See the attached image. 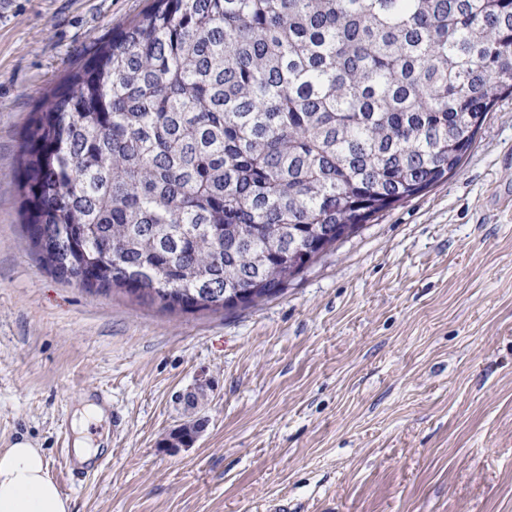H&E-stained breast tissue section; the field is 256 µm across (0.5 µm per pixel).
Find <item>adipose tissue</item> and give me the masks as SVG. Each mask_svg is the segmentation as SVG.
<instances>
[{
    "label": "adipose tissue",
    "mask_w": 512,
    "mask_h": 512,
    "mask_svg": "<svg viewBox=\"0 0 512 512\" xmlns=\"http://www.w3.org/2000/svg\"><path fill=\"white\" fill-rule=\"evenodd\" d=\"M40 449L15 442L0 451V512H68Z\"/></svg>",
    "instance_id": "obj_1"
}]
</instances>
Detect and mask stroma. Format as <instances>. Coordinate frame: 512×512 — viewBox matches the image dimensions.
Segmentation results:
<instances>
[{
  "instance_id": "35a3bbf8",
  "label": "stroma",
  "mask_w": 512,
  "mask_h": 512,
  "mask_svg": "<svg viewBox=\"0 0 512 512\" xmlns=\"http://www.w3.org/2000/svg\"><path fill=\"white\" fill-rule=\"evenodd\" d=\"M144 5L0 0V449H41L70 512H512V95L456 174L282 294L170 315L41 269L13 177L32 112ZM89 389L120 429L78 426ZM79 432L112 456L78 481ZM203 422L199 420L190 421L181 425L178 429L169 433L168 436L159 442L164 448H179L190 446L201 432Z\"/></svg>"
}]
</instances>
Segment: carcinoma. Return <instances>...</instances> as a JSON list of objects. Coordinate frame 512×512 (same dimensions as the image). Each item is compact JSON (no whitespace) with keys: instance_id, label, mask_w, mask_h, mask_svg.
Listing matches in <instances>:
<instances>
[{"instance_id":"1","label":"carcinoma","mask_w":512,"mask_h":512,"mask_svg":"<svg viewBox=\"0 0 512 512\" xmlns=\"http://www.w3.org/2000/svg\"><path fill=\"white\" fill-rule=\"evenodd\" d=\"M506 93L512 0H148L32 113L23 231L90 291L252 308L448 180Z\"/></svg>"}]
</instances>
